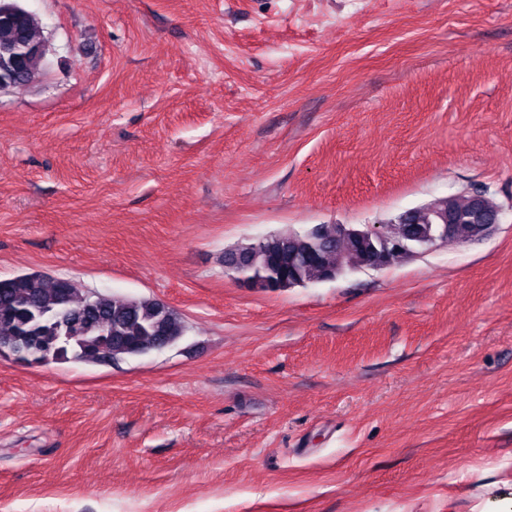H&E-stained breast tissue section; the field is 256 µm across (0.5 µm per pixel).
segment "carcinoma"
<instances>
[{
    "label": "carcinoma",
    "mask_w": 512,
    "mask_h": 512,
    "mask_svg": "<svg viewBox=\"0 0 512 512\" xmlns=\"http://www.w3.org/2000/svg\"><path fill=\"white\" fill-rule=\"evenodd\" d=\"M17 41L34 46L46 43L36 15L20 12L0 18V45ZM46 71L43 54L31 53L21 61L10 86H28ZM433 222L435 216L422 204L390 220L383 232L403 238ZM350 256L365 254L354 241L336 238V225L323 224L304 232L274 234L250 251L246 261L259 289L281 292L329 279ZM69 323L78 328L71 341L63 339ZM186 331L179 314L158 299L83 293L69 279L43 274L0 280V337L31 334L57 362L110 364L171 346Z\"/></svg>",
    "instance_id": "obj_1"
}]
</instances>
